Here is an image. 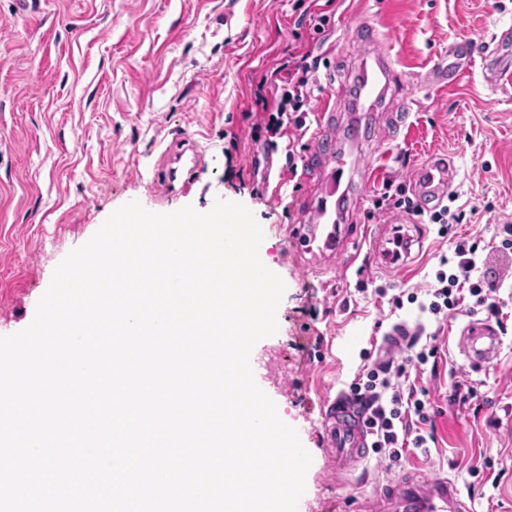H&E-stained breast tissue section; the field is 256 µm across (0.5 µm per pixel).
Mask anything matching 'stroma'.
Segmentation results:
<instances>
[{
  "label": "stroma",
  "mask_w": 512,
  "mask_h": 512,
  "mask_svg": "<svg viewBox=\"0 0 512 512\" xmlns=\"http://www.w3.org/2000/svg\"><path fill=\"white\" fill-rule=\"evenodd\" d=\"M294 5L0 0V336L32 322L56 267L121 206L136 201L170 213L190 205L204 213L219 199L241 203L262 228V263L286 286L277 333L255 345L263 361L256 382L312 456L297 512H351L356 498L411 473L448 478L472 512H512V334L496 362L472 367L458 347L472 319L466 311L426 324L442 357L438 375L410 373L429 391L435 446L408 453L391 470L369 455L364 479L347 485L330 472L320 441L323 403L347 390L363 352L394 324L420 317L416 305L396 310L359 293V281L420 292L441 259L453 258L458 238L487 250L498 225L512 222V82L490 87L478 63L452 87L426 79L450 46L486 47L512 26V0H335L331 27L315 37ZM367 23L379 29V42L360 40ZM300 41L321 59L311 107L317 113L335 101L326 127L333 136L353 119L342 91L358 60L384 52L394 69L356 150L361 202L341 225L348 251L390 216L373 205L386 181L411 186L416 164L435 154L448 155L455 169L446 204L465 218L442 237L428 215L419 216L425 239L405 269L325 261L295 246L292 229L304 223L328 168L267 132L254 89ZM230 131L239 136L231 155ZM185 137L204 163L187 193L159 199L153 176L162 154ZM266 176L281 182L280 192L255 194ZM460 379L476 391L464 404L451 399ZM487 459L504 473L499 486L470 474Z\"/></svg>",
  "instance_id": "obj_1"
}]
</instances>
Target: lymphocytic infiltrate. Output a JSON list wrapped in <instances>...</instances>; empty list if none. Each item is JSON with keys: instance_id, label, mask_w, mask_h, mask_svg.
Listing matches in <instances>:
<instances>
[{"instance_id": "f902f5d3", "label": "lymphocytic infiltrate", "mask_w": 512, "mask_h": 512, "mask_svg": "<svg viewBox=\"0 0 512 512\" xmlns=\"http://www.w3.org/2000/svg\"><path fill=\"white\" fill-rule=\"evenodd\" d=\"M319 68L320 60L311 52L291 54L276 70L278 83L267 93H256V105L268 114L269 132L282 136L289 130L305 128L306 117L301 110L310 103ZM478 248L475 242H457L454 271L436 272L434 284L426 291L428 299L420 303L419 311L441 321L465 306L470 313H484L501 332H508L512 329V314L505 312V304L498 297L500 286L495 272L488 269L482 276L474 274ZM405 375V361L377 358L364 365L348 387L363 409L373 452L393 465L401 464L408 449L426 447L427 438L420 427L432 420L430 402L419 395L416 385L401 387Z\"/></svg>"}]
</instances>
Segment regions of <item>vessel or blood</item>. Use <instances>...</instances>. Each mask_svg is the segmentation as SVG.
Returning <instances> with one entry per match:
<instances>
[{"instance_id": "obj_1", "label": "vessel or blood", "mask_w": 512, "mask_h": 512, "mask_svg": "<svg viewBox=\"0 0 512 512\" xmlns=\"http://www.w3.org/2000/svg\"><path fill=\"white\" fill-rule=\"evenodd\" d=\"M448 65L437 67L432 78L438 82L455 83L471 67L474 58H482L492 84L512 79V27L502 28L495 38L493 49L475 54L474 50L451 49ZM357 70L360 90L358 111H367L388 91L391 69L388 57L375 55L374 59H360ZM201 155L191 141L183 140L170 147L164 156L162 176L157 180L160 194L170 195L186 191L190 186L193 167L199 166ZM330 176L318 183L315 204L310 217L300 225L295 238L302 241L312 254L337 255L345 249V240L337 223L339 201L343 196L341 186L346 176L356 167L351 152L339 150L331 155ZM455 171L445 157H432L421 163L414 175V191L424 210L442 206L451 189ZM408 213L397 214L393 223L377 225L372 236L369 258L394 264L406 256L408 245L414 244L410 234H396L398 224L413 223ZM459 348L473 366L491 363L502 345L498 331L481 320L472 321L461 333ZM322 431L328 463L337 477L353 479L364 471L369 454V433L356 406L344 395L327 400L322 409ZM354 512H471L458 489L447 479H424L409 476L400 481H390L372 497L358 499Z\"/></svg>"}]
</instances>
